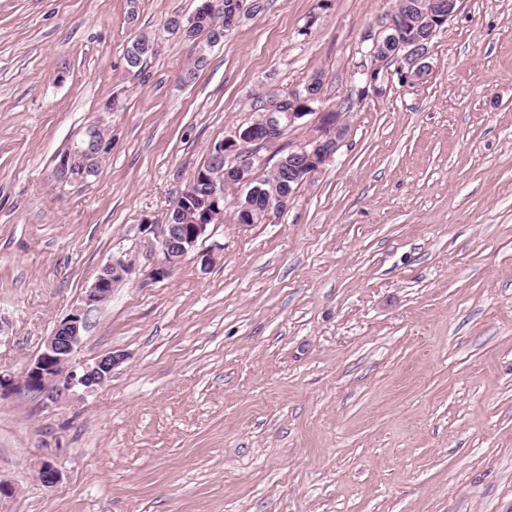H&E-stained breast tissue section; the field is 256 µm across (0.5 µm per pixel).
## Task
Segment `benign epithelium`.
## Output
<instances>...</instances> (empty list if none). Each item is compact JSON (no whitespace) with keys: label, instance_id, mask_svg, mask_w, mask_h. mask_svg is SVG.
<instances>
[{"label":"benign epithelium","instance_id":"obj_1","mask_svg":"<svg viewBox=\"0 0 512 512\" xmlns=\"http://www.w3.org/2000/svg\"><path fill=\"white\" fill-rule=\"evenodd\" d=\"M457 13V0H425L419 15H391L381 36L372 40L363 52L359 72L365 76L361 93H382L380 74L395 66V73L405 84L415 85L429 75L431 67L425 62L428 44ZM320 100L311 84H306L292 98L286 112H267L246 126L235 129L233 135L213 146L211 157L223 160V167L211 169L209 209L182 224L184 209H172L177 224H147L144 230L156 234L158 257L148 276L154 281L165 280L173 274L181 259L195 248L211 224L224 222V201L233 196L234 214L240 225L254 222L250 199L257 188L260 170L265 160L259 152L276 140L274 132L283 131L309 115L311 104ZM350 125L341 112L317 113L315 134L304 143L288 148V157L276 161L275 167L288 178V191H277L267 197V215L278 213L299 187L318 173L345 142ZM83 165L82 157L67 153L59 161V179H70L71 172ZM133 262L125 255L113 256L86 291L82 304L60 321L44 341L42 351L32 359L18 376L0 372V396L26 392L41 398L47 407L62 405L74 395L75 389L91 392L112 378L116 365L124 360L121 354L109 353L86 365L81 371L70 366L71 354L81 342L93 312L112 295V289L131 272ZM40 481L47 487L57 485L61 472L51 456L35 463Z\"/></svg>","mask_w":512,"mask_h":512}]
</instances>
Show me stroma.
Returning a JSON list of instances; mask_svg holds the SVG:
<instances>
[{
  "label": "stroma",
  "instance_id": "stroma-1",
  "mask_svg": "<svg viewBox=\"0 0 512 512\" xmlns=\"http://www.w3.org/2000/svg\"><path fill=\"white\" fill-rule=\"evenodd\" d=\"M201 2L0 0V372L112 254L134 262L72 354L123 353L110 381L52 408L0 397V512H512V0H460L423 83L365 97L395 0H245L186 83L195 48L167 21ZM142 34L157 50L132 70ZM317 72L312 115L261 155L335 111V159L280 216L225 211L149 280L144 225ZM92 124L112 141L100 176L59 181Z\"/></svg>",
  "mask_w": 512,
  "mask_h": 512
}]
</instances>
